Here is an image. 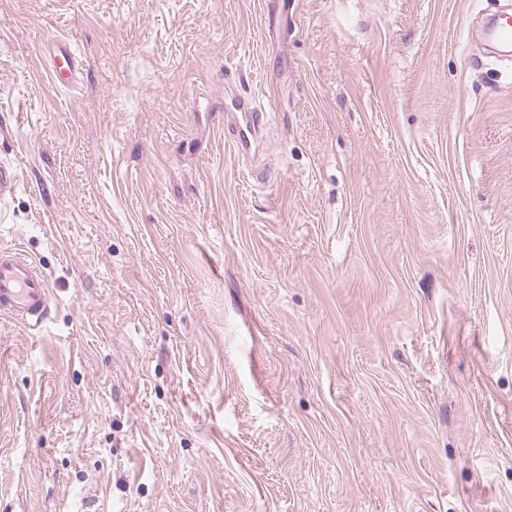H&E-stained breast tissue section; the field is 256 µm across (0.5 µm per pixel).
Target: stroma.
<instances>
[{
  "label": "stroma",
  "instance_id": "stroma-1",
  "mask_svg": "<svg viewBox=\"0 0 512 512\" xmlns=\"http://www.w3.org/2000/svg\"><path fill=\"white\" fill-rule=\"evenodd\" d=\"M503 2L0 0V512H512ZM485 41L492 48H504L512 53V14H496L486 29ZM50 75L61 87H74L80 78L84 60L79 58L73 45L64 39H53L49 43ZM224 112L232 114L233 120L227 124L233 132L232 146L237 154H248L258 141L267 110L258 105L252 96L236 93L228 96ZM50 313L51 288L41 265L17 248L1 246L0 314L37 331Z\"/></svg>",
  "mask_w": 512,
  "mask_h": 512
}]
</instances>
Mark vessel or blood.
<instances>
[{
	"label": "vessel or blood",
	"mask_w": 512,
	"mask_h": 512,
	"mask_svg": "<svg viewBox=\"0 0 512 512\" xmlns=\"http://www.w3.org/2000/svg\"><path fill=\"white\" fill-rule=\"evenodd\" d=\"M485 40L495 49L512 52V14H496L485 32ZM50 75L62 87L75 86L84 67L73 45L64 39L49 43ZM225 110L233 132L232 145L245 155L255 147L264 126V107L244 94L230 95ZM51 313V288L41 265L19 249L0 247V314L27 330L41 329Z\"/></svg>",
	"instance_id": "vessel-or-blood-1"
}]
</instances>
